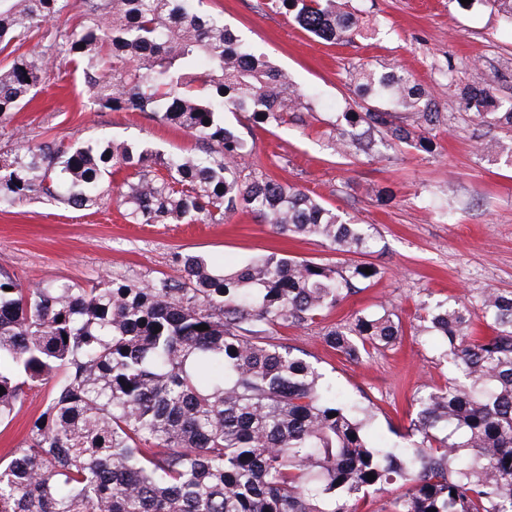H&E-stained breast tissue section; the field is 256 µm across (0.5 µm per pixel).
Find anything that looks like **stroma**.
Masks as SVG:
<instances>
[{"label":"stroma","instance_id":"stroma-1","mask_svg":"<svg viewBox=\"0 0 512 512\" xmlns=\"http://www.w3.org/2000/svg\"><path fill=\"white\" fill-rule=\"evenodd\" d=\"M380 21L369 41L331 45L312 37L269 0H206L240 38L265 52L303 90L317 97L313 111L289 114L287 125L249 128L243 117L224 122L254 136L244 174L265 173L319 197L360 224L376 228L363 262L378 274L326 317L283 333L287 343L317 358L339 389L370 405L373 433L387 438L409 425L423 385L444 386L451 371L432 341L415 336L419 301L470 298L489 289L512 290V168L476 150L494 128L462 110L444 79L457 84L481 74L492 79L502 106L512 105V24L490 6L461 8L456 0H353ZM367 63L402 69L429 89L445 120L433 132L432 151L376 143L371 154H335L333 135L345 113L360 111L349 73ZM25 130L20 141L17 130ZM136 138L165 153L196 152L200 143L175 126L139 112L94 110L79 80L50 69L35 101L0 121V153L22 151L48 137L93 140ZM455 189L457 212L447 218L428 201ZM389 190L391 200L380 193ZM270 252L338 266L350 253L314 240L288 238L249 213L221 224H129L116 205L76 210L27 200L0 212V268L35 287L65 282L83 286L100 278L149 282L174 276L177 253H202L237 267ZM390 302L403 334L390 349L356 362L331 350L324 333L355 312Z\"/></svg>","mask_w":512,"mask_h":512}]
</instances>
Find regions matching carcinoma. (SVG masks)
Returning <instances> with one entry per match:
<instances>
[{
	"label": "carcinoma",
	"instance_id": "1",
	"mask_svg": "<svg viewBox=\"0 0 512 512\" xmlns=\"http://www.w3.org/2000/svg\"><path fill=\"white\" fill-rule=\"evenodd\" d=\"M201 4L80 0L78 24L53 30L70 0H0L9 57L0 119L28 105L56 63L79 75L98 109L143 112L201 142L196 155H169L111 136L49 137L0 153V210L35 196L86 210L115 198L130 224H219L249 211L278 234L365 252L372 225L342 219L295 185L242 176L236 159L253 144L224 113L280 126L315 96ZM274 7L330 44L368 40L377 25L346 0ZM350 77L367 106L346 113L347 124L362 132L333 140L367 152L378 132L433 147L443 116L428 90L399 69L360 64ZM459 99L480 122L512 131V106L499 111L488 79ZM481 152L512 164V145L498 138ZM176 261L175 277L85 288H25L0 269V424L29 397L52 393L0 458V512H357L394 485L390 512H512V291L423 307L416 333L439 341L452 375L422 390L409 426L381 444L370 437L372 411L341 398L317 362L279 338L317 322L377 269L275 252L232 269L202 254ZM477 313L491 335L471 336ZM402 335L382 305L331 326L325 342L357 361Z\"/></svg>",
	"mask_w": 512,
	"mask_h": 512
}]
</instances>
